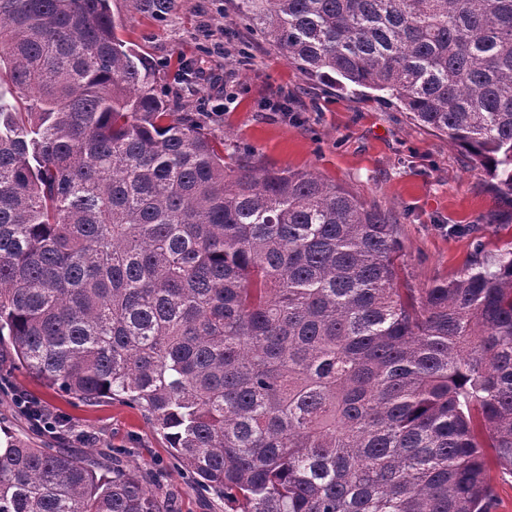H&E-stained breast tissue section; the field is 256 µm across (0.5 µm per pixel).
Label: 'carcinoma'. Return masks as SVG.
<instances>
[{
    "mask_svg": "<svg viewBox=\"0 0 512 512\" xmlns=\"http://www.w3.org/2000/svg\"><path fill=\"white\" fill-rule=\"evenodd\" d=\"M298 70L380 92L512 196V0H240ZM109 0H0V343L128 400L224 512H495L512 252L412 288L396 225L224 161ZM0 512H166L108 448H0Z\"/></svg>",
    "mask_w": 512,
    "mask_h": 512,
    "instance_id": "1",
    "label": "carcinoma"
}]
</instances>
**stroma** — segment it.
I'll return each instance as SVG.
<instances>
[{
  "mask_svg": "<svg viewBox=\"0 0 512 512\" xmlns=\"http://www.w3.org/2000/svg\"><path fill=\"white\" fill-rule=\"evenodd\" d=\"M120 35L159 71L171 111L200 112L227 132L225 156L254 152L269 169L310 171L345 186L398 226L404 276L427 288L460 275L474 259L512 251V198L446 137L399 108L306 78L267 37L251 30L231 0H175L155 16L132 0H110ZM283 96L288 113L271 109ZM24 392L111 449L130 468L154 475L168 512H224V500L179 470L165 439L129 402L86 404L48 389L0 346V439L55 447L13 406Z\"/></svg>",
  "mask_w": 512,
  "mask_h": 512,
  "instance_id": "35a3bbf8",
  "label": "stroma"
}]
</instances>
